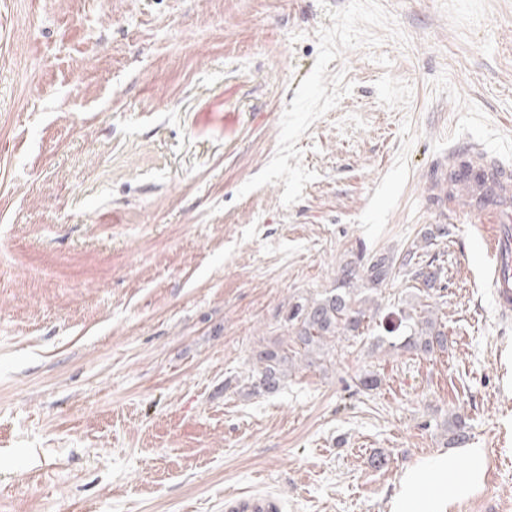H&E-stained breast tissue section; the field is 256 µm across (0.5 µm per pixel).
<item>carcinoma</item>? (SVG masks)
<instances>
[{"label":"carcinoma","mask_w":512,"mask_h":512,"mask_svg":"<svg viewBox=\"0 0 512 512\" xmlns=\"http://www.w3.org/2000/svg\"><path fill=\"white\" fill-rule=\"evenodd\" d=\"M394 260L378 255L366 260L347 261L336 274V287L317 298L293 303L288 309V323L295 329L299 344L310 353L324 346L327 339L341 335L362 334L363 322L372 311L375 299L366 295L380 288L393 274ZM399 269L408 272L411 279L421 284L420 292L430 296L439 285V273L430 269V263L409 250L400 261ZM406 336L398 345L430 355L448 343L446 332L435 317L434 306L423 304L419 311L404 315ZM289 362L287 353L264 349L256 354L259 364L254 388L267 393L278 391L286 377ZM448 444L459 445L468 437V423L456 414L448 429Z\"/></svg>","instance_id":"1"}]
</instances>
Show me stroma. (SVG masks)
Instances as JSON below:
<instances>
[{
	"mask_svg": "<svg viewBox=\"0 0 512 512\" xmlns=\"http://www.w3.org/2000/svg\"><path fill=\"white\" fill-rule=\"evenodd\" d=\"M512 163V0H0V512H386L464 415L454 512H512V317L477 224L425 253L448 349L296 352L290 303L438 224L453 145ZM282 349L254 393L255 351ZM374 373L379 386L359 383ZM255 360L259 364V370L254 385L252 384L254 388L267 393L277 392L286 377V366L289 362L287 353L264 349L256 354ZM279 510L280 503L274 495L235 493L224 497L226 512H278Z\"/></svg>",
	"mask_w": 512,
	"mask_h": 512,
	"instance_id": "obj_1",
	"label": "stroma"
}]
</instances>
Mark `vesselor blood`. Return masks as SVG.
I'll list each match as a JSON object with an SVG mask.
<instances>
[{
	"mask_svg": "<svg viewBox=\"0 0 512 512\" xmlns=\"http://www.w3.org/2000/svg\"><path fill=\"white\" fill-rule=\"evenodd\" d=\"M430 191L440 214L468 215L487 227L485 242L493 260L491 286L502 313L512 312V164L476 144L450 148ZM225 512H279L269 494H229Z\"/></svg>",
	"mask_w": 512,
	"mask_h": 512,
	"instance_id": "1",
	"label": "vessel or blood"
}]
</instances>
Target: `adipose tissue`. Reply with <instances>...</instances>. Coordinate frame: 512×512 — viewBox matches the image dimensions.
I'll list each match as a JSON object with an SVG mask.
<instances>
[{"label": "adipose tissue", "instance_id": "ef3b65f1", "mask_svg": "<svg viewBox=\"0 0 512 512\" xmlns=\"http://www.w3.org/2000/svg\"><path fill=\"white\" fill-rule=\"evenodd\" d=\"M487 471V449L472 446L438 452L402 471L387 512H451L483 488Z\"/></svg>", "mask_w": 512, "mask_h": 512}]
</instances>
